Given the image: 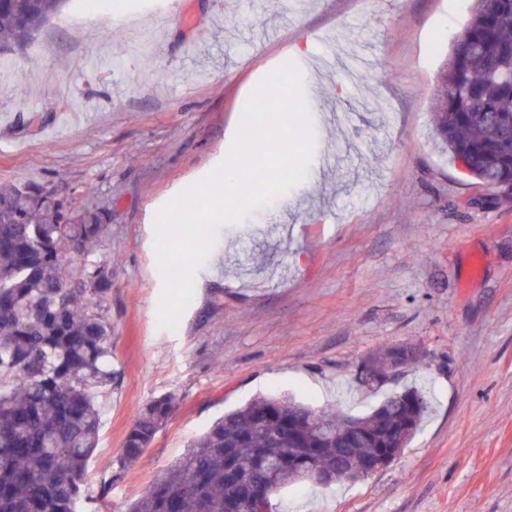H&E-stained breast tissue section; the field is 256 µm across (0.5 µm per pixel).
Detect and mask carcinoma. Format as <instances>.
<instances>
[{
	"label": "carcinoma",
	"mask_w": 512,
	"mask_h": 512,
	"mask_svg": "<svg viewBox=\"0 0 512 512\" xmlns=\"http://www.w3.org/2000/svg\"><path fill=\"white\" fill-rule=\"evenodd\" d=\"M67 0H0V52L27 47ZM471 16L437 76L434 127L441 148L489 188L512 186V0H471ZM107 225L97 213L73 217L58 192L20 184L0 190V512H77L83 475L102 423L100 398L112 368V324L100 301L112 289L107 261L89 258ZM384 372L385 350L365 359ZM387 395L356 418L359 443L336 431L348 415L292 398L258 397L225 413L188 445L173 472L129 512H254L246 492L271 497L301 482L328 486L385 445L405 448L429 410ZM151 400L125 435L115 474L154 441L174 408ZM333 429L319 434L318 424ZM265 460L301 462L271 479ZM327 472L319 481L307 468Z\"/></svg>",
	"instance_id": "cac0c4a2"
}]
</instances>
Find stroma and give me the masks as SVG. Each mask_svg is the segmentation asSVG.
<instances>
[{"mask_svg":"<svg viewBox=\"0 0 512 512\" xmlns=\"http://www.w3.org/2000/svg\"><path fill=\"white\" fill-rule=\"evenodd\" d=\"M82 0L0 54V186L55 188L104 213L101 311L120 375L104 396L79 512H126L218 417L257 396L361 416L417 387L428 416L359 481L298 485L270 512H512V188L465 176L437 144L436 74L467 0ZM303 76L306 176L225 224L175 328L147 232L229 153L242 110L282 58ZM422 360L385 391L371 352ZM175 393L168 422L113 478L126 432Z\"/></svg>","mask_w":512,"mask_h":512,"instance_id":"stroma-1","label":"stroma"}]
</instances>
